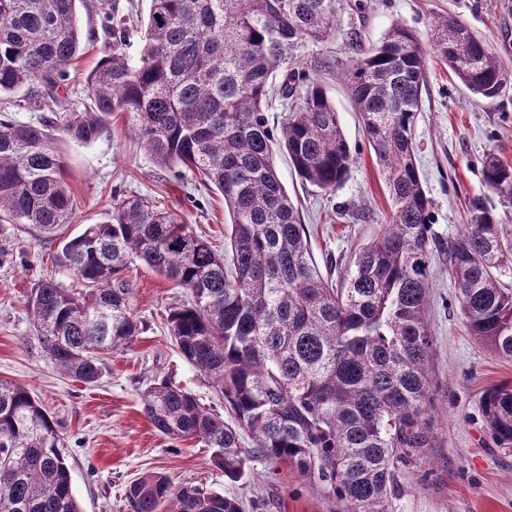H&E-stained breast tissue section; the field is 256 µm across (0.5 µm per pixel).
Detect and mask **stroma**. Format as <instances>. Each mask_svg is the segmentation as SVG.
<instances>
[{"label": "stroma", "mask_w": 512, "mask_h": 512, "mask_svg": "<svg viewBox=\"0 0 512 512\" xmlns=\"http://www.w3.org/2000/svg\"><path fill=\"white\" fill-rule=\"evenodd\" d=\"M453 17L477 31L500 64L512 71V0H341L336 36L310 46L298 68L323 78L336 104L355 162L336 193L302 183L288 157L275 165L298 205L312 256L324 277L340 281L358 248L390 219L385 178L362 130L346 74L358 45L378 43L393 24L420 36ZM108 53L104 41L88 45L59 94L69 112L83 110L85 80ZM417 164L433 203L432 232L440 244L431 260L428 317L434 336L431 416L435 440L422 459L400 469L389 512H512V447H500L484 422L479 400L512 382V358L494 354L470 336L448 268L447 248L459 235L466 204L480 195L512 239V200L484 181V161L497 156L512 166V85L494 99L474 97L438 59H430L427 93L414 124ZM68 157L67 180L78 201L71 235L101 221L116 197L139 196L176 215L185 230L217 251L228 247L224 200L199 185L190 171L159 167L123 126L90 144L60 143ZM48 246L12 224L0 223V378L27 386L60 423L62 452L82 512H129L126 484L158 473L176 485H200L256 503V512H338L334 497L303 480L291 467L252 458L245 477L225 480L210 449L194 440L159 435L143 413L142 391L168 378L224 413L210 380L176 350L165 323L182 297L157 273L131 266L127 277L142 332L115 348L101 379L87 385L60 375L46 359L26 313V296L52 271Z\"/></svg>", "instance_id": "obj_1"}]
</instances>
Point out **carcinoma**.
I'll return each instance as SVG.
<instances>
[{
  "label": "carcinoma",
  "mask_w": 512,
  "mask_h": 512,
  "mask_svg": "<svg viewBox=\"0 0 512 512\" xmlns=\"http://www.w3.org/2000/svg\"><path fill=\"white\" fill-rule=\"evenodd\" d=\"M79 0H0V95L38 85L19 108L53 110L79 58ZM111 52L86 78L85 111L63 124L0 118V223L54 247L53 273L26 300L41 348L62 375L100 380L106 357L140 334L125 276L138 262L183 290L167 324L180 354L211 380L230 420L163 379L141 404L173 441L212 449L236 483L245 441L271 464L325 487L342 512H388L398 467L432 447L434 337L426 318L435 248L432 204L413 129L429 54L477 97L512 83L484 40L445 17L429 45L396 23L360 50L349 89L385 176L391 219L353 258L340 287L313 263L305 225L274 166L278 151L302 181L333 193L354 163L326 88L295 71L305 47L336 35L338 0H151L139 55L124 51L133 0H105ZM297 103L269 124L273 94ZM125 126L170 171L193 172L224 198L230 246L221 255L177 219L130 196L76 235L77 199L57 135L90 144ZM489 187L512 199V167L489 156ZM512 255L493 208L468 201L448 268L472 336L512 357V289L497 270ZM72 278L70 288L58 275ZM482 414L512 446V385L485 392ZM58 421L30 390L0 378V512H80ZM130 512H244L231 496L146 474L125 488Z\"/></svg>",
  "instance_id": "carcinoma-1"
}]
</instances>
